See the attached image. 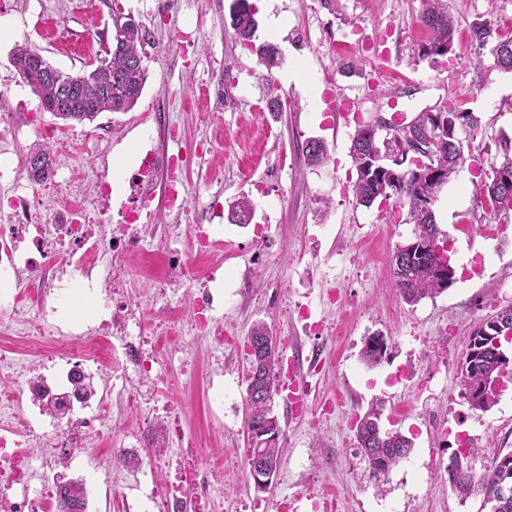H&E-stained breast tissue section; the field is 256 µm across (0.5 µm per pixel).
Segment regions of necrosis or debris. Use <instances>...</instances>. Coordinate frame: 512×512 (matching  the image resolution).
<instances>
[{
  "label": "necrosis or debris",
  "mask_w": 512,
  "mask_h": 512,
  "mask_svg": "<svg viewBox=\"0 0 512 512\" xmlns=\"http://www.w3.org/2000/svg\"><path fill=\"white\" fill-rule=\"evenodd\" d=\"M191 163L185 154L147 151L137 171L142 196L150 197L158 181L166 208L188 211L184 175ZM110 198L103 175L95 177L83 206H64L49 217L32 208L27 194L0 195V272L27 280L25 288L0 289V326L26 351L22 357L0 355V512H60L67 485L63 468L80 464L90 442L113 431L110 396L116 383L127 392L124 415L137 419L138 426L128 445L93 459V470L120 465L138 476L178 447L175 481L152 486L138 501L140 512H207L222 483L224 463L211 459L208 440L186 439L173 404L142 393L132 382L162 380L166 367L190 373L192 348L199 342L222 356L224 302L203 285L200 271L181 251L167 250L155 282V315L175 343L161 352L129 300L146 226L136 210L127 211L123 223H105ZM188 282L197 288L185 316L170 295ZM84 286L96 290L97 298L91 319L73 329L60 316L72 293ZM334 364L319 345L304 356L282 354L279 392L292 415H313L326 424L339 416L336 400L309 403L306 382Z\"/></svg>",
  "instance_id": "1"
}]
</instances>
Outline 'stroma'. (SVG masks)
<instances>
[{"label": "stroma", "mask_w": 512, "mask_h": 512, "mask_svg": "<svg viewBox=\"0 0 512 512\" xmlns=\"http://www.w3.org/2000/svg\"><path fill=\"white\" fill-rule=\"evenodd\" d=\"M255 11V44L269 43L280 52V65L266 69L257 55L242 45L231 27L240 3ZM11 14L0 17V112H14L10 130H0V150L28 153L50 141L55 155L65 156L58 184L36 194L46 211L69 203L70 182L91 185L93 171L112 181V209H119L131 193L130 181L142 153L156 148L188 151L211 141L213 148L195 158L187 174L192 203L203 207L212 197L221 204L244 195L251 199V224H225L217 229L213 251L199 259L204 268L234 269L235 282L216 279L224 291V331L246 340L262 323L277 344L292 337L311 347L292 314L303 296L319 297L327 279H335L341 299L321 305L318 316L330 324L327 349L339 364L311 378L310 398L343 394L347 406L366 411L372 401L385 404L383 429L412 438L415 447L441 448L435 433L417 434L414 419L398 416V408L415 404L418 393L408 383L390 384L396 366L410 364L434 372V403L449 417L463 420L480 444L496 453L512 451V386L490 410L470 408L460 395V366L474 329L489 315L512 305V243L504 246L496 264L482 275L455 284L434 298L407 304L396 290L390 260L395 248L413 238L406 209L390 212L359 205L346 179L353 173L350 156L354 127L328 116L327 97L344 94L362 121L387 112L389 97H397L405 117L432 109L440 101L473 111L490 135L512 136V73L498 70L492 56L483 66L472 62L470 26L480 17L492 18L496 28L512 35V0H451L456 32L452 50L443 56L419 57L427 33L418 22L421 0H169L167 13L155 15L142 0H15ZM133 18L155 42L172 43L185 22L196 23L199 41L187 55L147 58V82L137 105L126 113L105 112L91 122L67 123L44 112L30 89L20 83L11 64L17 43L35 46L54 67L78 73L94 64L105 49L106 34L115 13ZM67 32L60 43L57 30ZM378 53H371V46ZM232 72H225V62ZM279 98L283 110L267 106ZM165 102L172 122L182 130L178 142L154 134L151 107ZM325 141L329 161L308 165L303 144ZM468 167H460L445 185L434 206L436 222L447 233L462 271L483 243L486 222L477 208ZM470 226L469 233L459 224ZM265 225L273 242L262 249L255 241V225ZM163 263V252L149 247L132 290L135 308L146 327H153L152 274ZM454 323L456 333L447 360L432 358L412 343L411 332H435ZM384 336L388 351L381 364L363 365L365 338ZM191 380L167 379L158 392L182 412L185 434L212 436L213 451L224 458V490L212 494L211 512H240L245 502L259 504V512H275L276 499L317 488L329 478L345 496V512H382L378 500L400 499L406 512H481L480 496L460 500L448 475L431 481L402 480L393 471L384 485H376L357 448L356 429L337 419L331 427L290 416L282 397H274L273 412L281 426L280 468L268 491H257L247 462L237 451L249 447L247 434V356L225 345L223 361H216L204 344L193 352ZM235 389L236 404L224 411V427L215 430L208 407L211 384ZM328 448L336 453L333 472L323 468L322 456L304 467L295 461L302 449Z\"/></svg>", "instance_id": "obj_1"}]
</instances>
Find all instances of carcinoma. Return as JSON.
<instances>
[{
	"instance_id": "carcinoma-1",
	"label": "carcinoma",
	"mask_w": 512,
	"mask_h": 512,
	"mask_svg": "<svg viewBox=\"0 0 512 512\" xmlns=\"http://www.w3.org/2000/svg\"><path fill=\"white\" fill-rule=\"evenodd\" d=\"M418 21L429 32V39L421 45L419 56L443 55L452 48L455 25L449 0H422ZM112 48L97 59L90 71L71 74L50 65L42 55L28 44H18L13 51L12 63L19 79L39 98L45 111L54 117L83 123L95 120L103 112H127L138 102L144 89L147 71L141 52L143 30L122 20L120 13L113 18ZM231 27L236 37L251 49L260 62L272 70L279 64V52L270 44H253L257 27L254 13L243 4L231 16ZM472 42L478 49L490 47L496 68L512 72V36L495 33L493 21L487 17L477 19L471 25ZM75 84L76 91L67 100H60L61 88ZM468 130L466 143L476 138L481 129V119L466 109L450 107L441 117V134L432 143V166L417 167L419 174L401 170L390 172L388 161L408 146L404 129L395 131L384 141L372 133L368 124L358 126L351 142V157L356 178L352 192L358 204L365 207L375 202L392 200L407 208L408 222L414 225L413 239L396 248L391 258V270L395 287L400 296L410 304L425 298H433L447 291L454 284V269L449 260L442 259L447 253L445 234L436 223L433 207L442 187L457 172L464 160V144L456 140L458 121ZM486 150H495L489 162L490 172L482 184L485 199L497 204L494 216L505 209L512 210V183L506 185L501 176L512 178V139L502 133L485 144ZM305 156L311 166L323 164L327 147L321 140L306 142ZM50 149L43 146L27 153L29 177L36 183L47 179L52 171ZM229 222L247 224L252 220V206L245 197H239L228 205ZM512 333V305L501 309L484 320L474 331L464 355L460 370V393L471 409L485 411L492 402L485 386L502 374L503 361L495 341ZM248 395L249 416L247 428L251 434V451L248 464L258 461L271 474L281 462L279 436L281 426L272 412V400L277 392V362L264 356L256 345H249ZM387 351V342L379 334L364 340L362 359L366 365L380 364ZM264 363L265 377L255 379L254 367ZM381 407L372 405L359 419L356 438L360 453L374 478L385 481L391 472L407 459L413 441L399 431H385L380 425ZM474 453L454 452L457 479L454 492L461 500L474 494L482 499H496V512H512V494L499 497V487H512V453L498 457L488 468L487 474L478 476L472 466Z\"/></svg>"
}]
</instances>
